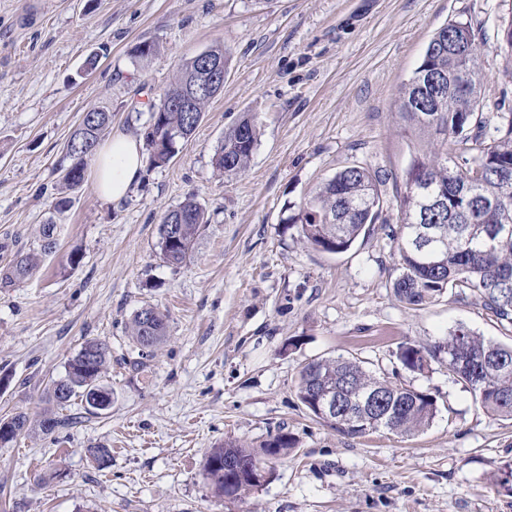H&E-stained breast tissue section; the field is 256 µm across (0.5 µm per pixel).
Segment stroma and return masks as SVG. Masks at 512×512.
<instances>
[{"label":"stroma","instance_id":"stroma-1","mask_svg":"<svg viewBox=\"0 0 512 512\" xmlns=\"http://www.w3.org/2000/svg\"><path fill=\"white\" fill-rule=\"evenodd\" d=\"M455 20L473 29L491 88L482 113L497 124L512 112V0H0V268L36 248L41 225L58 227L55 251L0 290V418L47 410L85 341L112 350L108 410L74 400L60 414L76 424L0 446V512H512L496 484L512 468V420L453 379L445 348L458 325L505 344L512 325L472 292L417 310L393 293L395 197L413 151L400 91L433 32ZM143 42L157 51L135 59ZM215 44L229 56L224 88L167 165L145 163L118 204L90 171L63 187L84 112L103 107L113 128L146 130L179 65ZM246 115L258 120L256 149L224 175L213 156ZM352 165L383 180L379 221L346 252L307 245L290 216ZM189 197L209 222L172 266L158 225ZM144 306L167 320L151 353L128 334ZM404 342L438 346L429 373L396 361ZM340 355L436 392L433 423L350 438L314 420L296 396L300 371ZM280 431L296 446L268 463L261 487L213 496L207 449L255 450ZM95 444L110 448L107 468L89 455Z\"/></svg>","mask_w":512,"mask_h":512}]
</instances>
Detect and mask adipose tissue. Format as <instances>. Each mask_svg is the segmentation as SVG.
Masks as SVG:
<instances>
[{"label": "adipose tissue", "mask_w": 512, "mask_h": 512, "mask_svg": "<svg viewBox=\"0 0 512 512\" xmlns=\"http://www.w3.org/2000/svg\"><path fill=\"white\" fill-rule=\"evenodd\" d=\"M144 166L143 137L133 131H119L99 152L95 186L99 194L112 202L128 197L137 184Z\"/></svg>", "instance_id": "obj_1"}]
</instances>
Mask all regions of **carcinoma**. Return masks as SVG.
I'll return each mask as SVG.
<instances>
[{"instance_id": "1", "label": "carcinoma", "mask_w": 512, "mask_h": 512, "mask_svg": "<svg viewBox=\"0 0 512 512\" xmlns=\"http://www.w3.org/2000/svg\"><path fill=\"white\" fill-rule=\"evenodd\" d=\"M456 35L464 44L448 47ZM199 57L183 63L160 104L151 112V124L161 132L160 140L145 133L154 165L168 164L199 126L207 105L215 95L199 97L182 108L187 89L198 74ZM487 89V77L471 25L450 21L430 39L419 66L399 97V113L415 139L414 152L405 172L404 190L397 197L399 232L395 238L400 257V274L393 283L396 298L411 309L439 298L449 288L468 289L483 301L498 320L512 324V237L494 249L486 239L505 226L512 227V119L487 130L480 113ZM430 112L435 120L423 119ZM111 115L93 108L83 113L78 129L67 143L70 165L62 180L69 188L85 179L87 162L94 156ZM457 148L448 150V141ZM257 146V120L243 117L229 132L214 155V167L227 176L244 170ZM434 197L448 202L444 209L429 206ZM378 179L362 166L337 171L320 184L299 212L290 218L300 225L304 242L321 251L338 254L349 250L366 226L378 221L382 212ZM207 223L205 210L193 198H186L168 211L158 227V245L167 263L181 264L191 250L201 225ZM54 224L40 228L38 247L19 252L0 270V288H12L37 267L39 257L56 249L45 243ZM129 332L140 350L159 345L166 336V317L156 308L137 310ZM440 347L428 350L421 344L403 343L396 360L412 373L429 371L430 358ZM112 353L99 339L86 341L68 361L62 382L70 385L62 398L52 388L49 401L58 407L78 398L90 413L96 409L90 396L105 388L103 375ZM448 371L464 383L488 413L512 419V344L487 339L465 325L448 332ZM327 386L336 390L341 410L329 417L319 414L310 402L311 389ZM365 392L381 399V424L364 428L344 413L350 400ZM297 397L316 419L343 436L361 437L386 430L412 436L427 429L439 408L436 395L395 381L380 378L354 358L313 360L300 372ZM72 422L51 413L32 420L25 412L9 417L10 431H0V444L23 433L51 434ZM288 434L278 432L262 445L258 458L242 444L227 440L209 449L205 471L215 496L232 491L240 496L262 486L253 470L265 460L278 458L293 447ZM235 482L229 483L228 478Z\"/></svg>"}]
</instances>
